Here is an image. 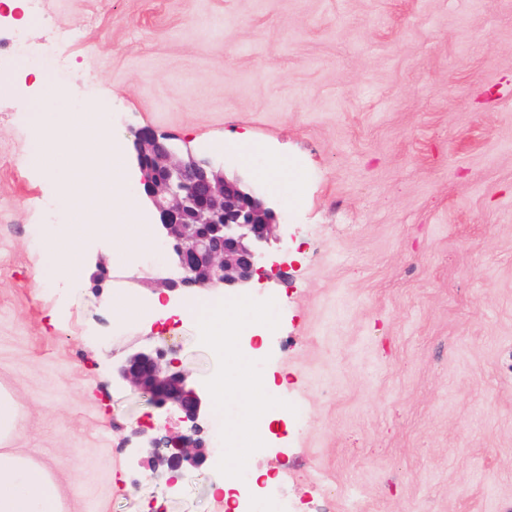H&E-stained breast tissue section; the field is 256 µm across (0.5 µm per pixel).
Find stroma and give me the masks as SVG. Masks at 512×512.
Segmentation results:
<instances>
[{"mask_svg": "<svg viewBox=\"0 0 512 512\" xmlns=\"http://www.w3.org/2000/svg\"><path fill=\"white\" fill-rule=\"evenodd\" d=\"M28 39L82 23L70 65L25 53L0 84V387L21 410L11 445L80 473L68 512H224L227 466L278 472L317 512H512V0H45ZM112 102V135L176 137L275 202L272 244L245 294L238 345L272 387L264 451L246 432L168 487L146 446L177 415L112 381L132 349L174 347L190 385L236 367L190 320L120 317L102 296L156 298L161 248L127 257L132 224L89 234L36 171L29 69ZM248 133L243 161L227 139ZM300 175L287 203L260 170ZM79 249V282L57 249ZM114 274L95 292L89 251ZM43 287H35L38 275ZM79 455L72 469L71 455Z\"/></svg>", "mask_w": 512, "mask_h": 512, "instance_id": "obj_1", "label": "stroma"}]
</instances>
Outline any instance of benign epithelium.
Wrapping results in <instances>:
<instances>
[{
    "label": "benign epithelium",
    "instance_id": "benign-epithelium-1",
    "mask_svg": "<svg viewBox=\"0 0 512 512\" xmlns=\"http://www.w3.org/2000/svg\"><path fill=\"white\" fill-rule=\"evenodd\" d=\"M171 140L149 128L134 132L141 192L158 215L156 233L173 269L157 275L155 287L181 297L197 290L248 287L270 243L280 241L276 209L243 178L227 177L224 169L190 151H174ZM168 354L160 347L134 350L115 365L112 380L183 423L180 434L150 440L152 463L170 473L198 470L210 458L201 437L210 406Z\"/></svg>",
    "mask_w": 512,
    "mask_h": 512
}]
</instances>
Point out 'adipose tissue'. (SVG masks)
<instances>
[{"instance_id":"1","label":"adipose tissue","mask_w":512,"mask_h":512,"mask_svg":"<svg viewBox=\"0 0 512 512\" xmlns=\"http://www.w3.org/2000/svg\"><path fill=\"white\" fill-rule=\"evenodd\" d=\"M246 300L230 305L215 304L206 316H198L195 309L182 310L181 318L194 319L202 333V339L210 346H222L227 351L229 363H238L241 354L236 339L245 328L242 310ZM240 398L249 412L263 410L267 395L254 388L248 369H240L233 384H225L223 377L212 382L214 403H223L226 396ZM19 408L13 397L0 392V512H66V501L82 493L80 481H73L68 489H61L54 475L39 466L30 456L8 447L19 423Z\"/></svg>"}]
</instances>
